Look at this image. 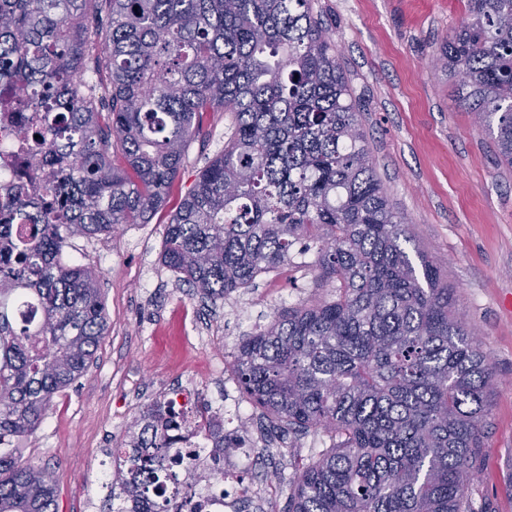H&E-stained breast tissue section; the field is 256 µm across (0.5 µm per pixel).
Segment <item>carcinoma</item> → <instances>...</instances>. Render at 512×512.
I'll return each mask as SVG.
<instances>
[{
  "label": "carcinoma",
  "mask_w": 512,
  "mask_h": 512,
  "mask_svg": "<svg viewBox=\"0 0 512 512\" xmlns=\"http://www.w3.org/2000/svg\"><path fill=\"white\" fill-rule=\"evenodd\" d=\"M433 63L511 168L512 0H466ZM0 110L18 126L17 179L0 182V512H57L21 441L110 327L69 240L167 207L212 112L231 133L170 211L164 266L216 301L300 248L335 292L275 314L232 363L271 429L332 438L295 470L288 512H473L497 380L438 266L407 251L314 0H0ZM183 423L149 404L112 484L150 493Z\"/></svg>",
  "instance_id": "1"
}]
</instances>
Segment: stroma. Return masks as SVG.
<instances>
[{"label": "stroma", "mask_w": 512, "mask_h": 512, "mask_svg": "<svg viewBox=\"0 0 512 512\" xmlns=\"http://www.w3.org/2000/svg\"><path fill=\"white\" fill-rule=\"evenodd\" d=\"M364 107L368 147L393 206L427 257L454 288L458 308L479 337L497 379L480 469L468 494L475 512H512V169L500 166L488 133L458 104L456 87L431 60L461 22L465 0H318ZM231 124L215 113L194 142L174 197L224 147ZM168 213L109 235L77 236L67 254L99 276L110 328L87 372L58 393L27 442L25 455L57 481L58 512H110L120 499L106 476L115 448L140 409L190 381L208 402L214 372L232 378L242 334L288 306L328 300L311 270L279 269L255 287L217 301L201 298L161 262ZM246 480L267 495V512H286L298 464L329 448L322 432L264 436L249 401Z\"/></svg>", "instance_id": "1"}]
</instances>
